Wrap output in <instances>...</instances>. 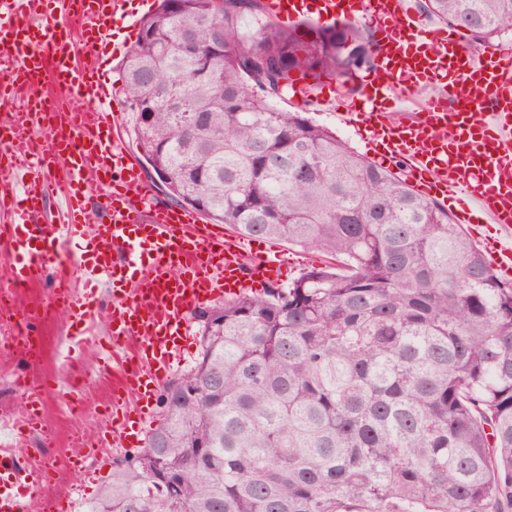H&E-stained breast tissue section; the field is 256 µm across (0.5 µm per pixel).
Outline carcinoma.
Returning a JSON list of instances; mask_svg holds the SVG:
<instances>
[{
  "instance_id": "1",
  "label": "carcinoma",
  "mask_w": 512,
  "mask_h": 512,
  "mask_svg": "<svg viewBox=\"0 0 512 512\" xmlns=\"http://www.w3.org/2000/svg\"><path fill=\"white\" fill-rule=\"evenodd\" d=\"M473 45L512 0H421ZM261 0H160L120 80L175 201L334 265L194 313L200 356L90 512H512V281L448 212L301 112L356 91L348 24L246 40ZM191 48H185L181 40Z\"/></svg>"
}]
</instances>
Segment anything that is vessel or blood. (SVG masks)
<instances>
[{"instance_id": "b4317fda", "label": "vessel or blood", "mask_w": 512, "mask_h": 512, "mask_svg": "<svg viewBox=\"0 0 512 512\" xmlns=\"http://www.w3.org/2000/svg\"><path fill=\"white\" fill-rule=\"evenodd\" d=\"M128 0H0V244L12 255L0 291L37 283L59 262L60 241L79 237L81 286L54 293L81 346L99 314L111 348L132 347L124 382L112 391V418L94 447L66 456L84 472L95 447L119 430L140 440L157 393L182 359L189 314L219 299L281 279L285 260L247 251L243 238L202 223L195 212L155 206L111 112L114 87L98 65ZM275 20L320 25L366 20L374 69L352 100L334 95L336 115L400 163L410 186L452 201L455 217L485 243L503 279H512V52L482 53L452 28H428L409 0H267ZM81 100L72 107L70 98ZM67 165L51 174L59 160ZM103 217L88 222V206ZM58 221L44 223L45 204ZM109 305H101L102 293ZM141 403L139 428L120 417L123 396ZM28 466L0 442V512L35 498Z\"/></svg>"}]
</instances>
